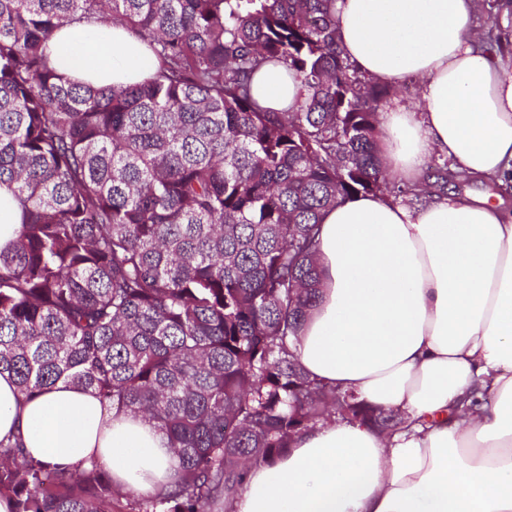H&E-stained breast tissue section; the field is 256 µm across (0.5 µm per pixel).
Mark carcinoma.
<instances>
[{"instance_id":"cac0c4a2","label":"carcinoma","mask_w":512,"mask_h":512,"mask_svg":"<svg viewBox=\"0 0 512 512\" xmlns=\"http://www.w3.org/2000/svg\"><path fill=\"white\" fill-rule=\"evenodd\" d=\"M335 0H0V187L20 221L0 249V374L29 398L58 383L142 415L178 462L171 490L131 512H228L333 412L391 434L393 411L307 375L295 353L321 287L324 212L399 184L377 157L394 88L361 75ZM120 24L158 59L127 87L75 83L47 42L66 24ZM300 80L292 110L261 108L264 64ZM96 461L59 467L0 442L14 512H112Z\"/></svg>"}]
</instances>
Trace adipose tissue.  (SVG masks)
Returning a JSON list of instances; mask_svg holds the SVG:
<instances>
[{
  "instance_id": "adipose-tissue-1",
  "label": "adipose tissue",
  "mask_w": 512,
  "mask_h": 512,
  "mask_svg": "<svg viewBox=\"0 0 512 512\" xmlns=\"http://www.w3.org/2000/svg\"><path fill=\"white\" fill-rule=\"evenodd\" d=\"M476 0H335L337 39L361 74L418 80L417 111L393 102L377 149L390 174L423 181L431 154L512 180V78L473 27ZM66 78L129 86L159 67L121 26L66 25L49 42ZM300 83L263 65L252 93L272 111ZM319 298L295 343L312 377L398 412L392 436L322 422L273 466L251 469L233 512H512V209L450 194L412 209L371 194L325 212ZM73 467L97 461L118 488H171L177 461L142 416L57 384L23 398L0 375V441Z\"/></svg>"
}]
</instances>
